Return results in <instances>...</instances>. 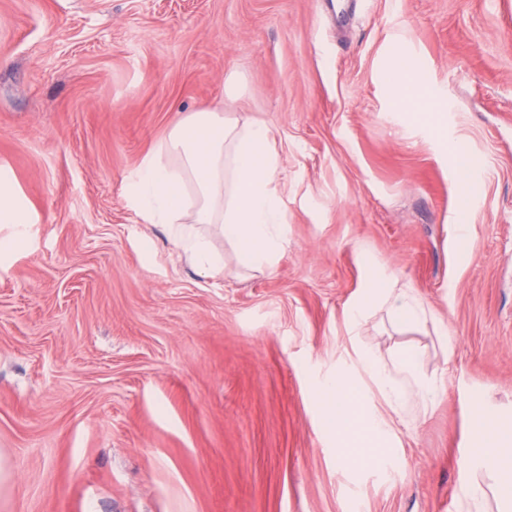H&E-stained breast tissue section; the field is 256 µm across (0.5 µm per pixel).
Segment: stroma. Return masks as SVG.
Returning a JSON list of instances; mask_svg holds the SVG:
<instances>
[{"mask_svg":"<svg viewBox=\"0 0 512 512\" xmlns=\"http://www.w3.org/2000/svg\"><path fill=\"white\" fill-rule=\"evenodd\" d=\"M208 109L272 131L273 272L214 234L203 279L127 203ZM0 174L35 218L0 259V512H469L462 451L512 424V0H0ZM379 272L424 318L349 331ZM356 344L445 374L379 467L320 424ZM416 67L417 64L414 60L400 59L395 69L388 76L390 83L398 90L402 101L407 103L417 101L414 75Z\"/></svg>","mask_w":512,"mask_h":512,"instance_id":"35a3bbf8","label":"stroma"}]
</instances>
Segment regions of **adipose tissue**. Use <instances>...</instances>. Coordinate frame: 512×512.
<instances>
[{
    "mask_svg": "<svg viewBox=\"0 0 512 512\" xmlns=\"http://www.w3.org/2000/svg\"><path fill=\"white\" fill-rule=\"evenodd\" d=\"M279 159L269 129L219 110L193 112L179 120L127 180L130 207L143 223L165 226L172 243L197 272L213 276L221 258L207 233L216 231L233 245L244 267L272 270L288 246L287 218L276 189ZM32 213L8 178L0 179V257L30 240ZM383 307L402 326L417 324L425 312L412 289L380 277L365 290L363 302L345 311L350 326L365 317L369 304ZM358 369L337 370L322 382L324 421L337 433L358 436L366 448L357 455L342 445L339 458L357 467L393 452L394 424L408 402L432 406L442 384L420 369V354L404 349L391 360L358 349ZM477 465L479 477L465 496L477 503L494 497L501 512H512V428L485 435Z\"/></svg>",
    "mask_w": 512,
    "mask_h": 512,
    "instance_id": "ef3b65f1",
    "label": "adipose tissue"
}]
</instances>
